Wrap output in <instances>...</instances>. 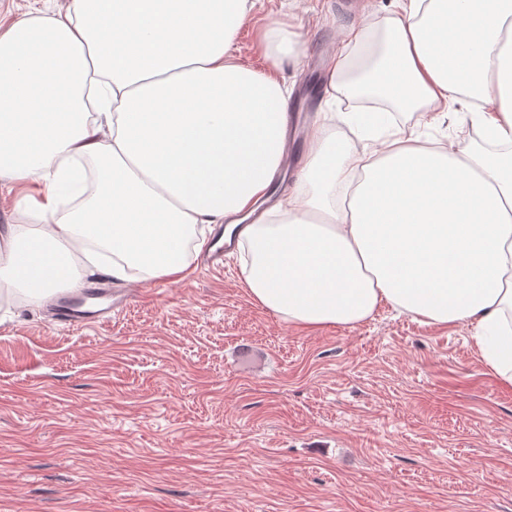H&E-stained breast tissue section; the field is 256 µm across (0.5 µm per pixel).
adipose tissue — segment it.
Returning <instances> with one entry per match:
<instances>
[{
  "label": "adipose tissue",
  "mask_w": 512,
  "mask_h": 512,
  "mask_svg": "<svg viewBox=\"0 0 512 512\" xmlns=\"http://www.w3.org/2000/svg\"><path fill=\"white\" fill-rule=\"evenodd\" d=\"M385 47L352 83L368 29H344L326 100L390 110L469 100L488 151L403 131L357 148L308 135L294 193L261 208L291 94L237 63L249 0H72L0 34V180L35 184L30 223L0 227V279L49 298L86 267L178 278L208 234H237L250 296L288 324L352 327L381 307L463 324L512 384V0H393ZM88 241L104 262L71 259Z\"/></svg>",
  "instance_id": "1"
}]
</instances>
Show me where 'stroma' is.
<instances>
[{"instance_id":"obj_1","label":"stroma","mask_w":512,"mask_h":512,"mask_svg":"<svg viewBox=\"0 0 512 512\" xmlns=\"http://www.w3.org/2000/svg\"><path fill=\"white\" fill-rule=\"evenodd\" d=\"M392 0H253L242 64L293 88L312 125L340 29L384 46ZM298 33L274 60L264 33ZM423 140L483 148L466 103ZM179 281L88 285L133 297L109 325L57 326L0 295V512H512V385L473 331L383 308L353 327H293L255 303L240 255Z\"/></svg>"}]
</instances>
